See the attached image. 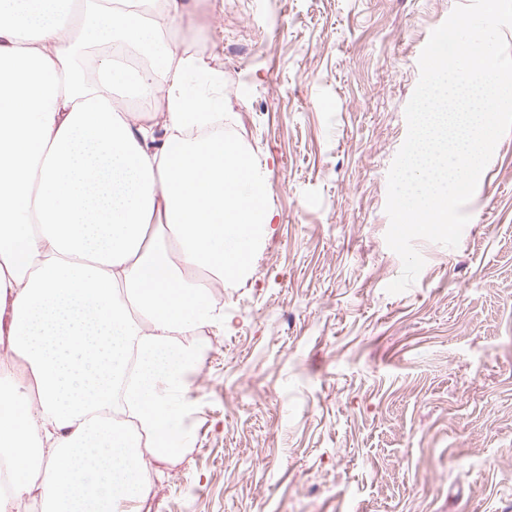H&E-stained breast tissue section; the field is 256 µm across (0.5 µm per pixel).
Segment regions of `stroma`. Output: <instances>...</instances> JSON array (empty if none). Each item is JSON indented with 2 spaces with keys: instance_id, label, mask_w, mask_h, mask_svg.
<instances>
[{
  "instance_id": "stroma-1",
  "label": "stroma",
  "mask_w": 512,
  "mask_h": 512,
  "mask_svg": "<svg viewBox=\"0 0 512 512\" xmlns=\"http://www.w3.org/2000/svg\"><path fill=\"white\" fill-rule=\"evenodd\" d=\"M458 0H192L270 233L201 328L180 456L139 512H512V132L405 292L387 174Z\"/></svg>"
}]
</instances>
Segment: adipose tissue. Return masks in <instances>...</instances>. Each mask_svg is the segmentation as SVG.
I'll use <instances>...</instances> for the list:
<instances>
[{
	"label": "adipose tissue",
	"instance_id": "adipose-tissue-1",
	"mask_svg": "<svg viewBox=\"0 0 512 512\" xmlns=\"http://www.w3.org/2000/svg\"><path fill=\"white\" fill-rule=\"evenodd\" d=\"M188 0H0V512H123L182 434L197 360L186 333L224 324L216 283L250 269L267 177L224 137L209 59L170 35ZM152 55L128 76L112 42ZM162 98L137 115L133 100ZM22 406L15 414L14 406ZM117 409L150 437L143 449ZM38 466H31V459Z\"/></svg>",
	"mask_w": 512,
	"mask_h": 512
}]
</instances>
